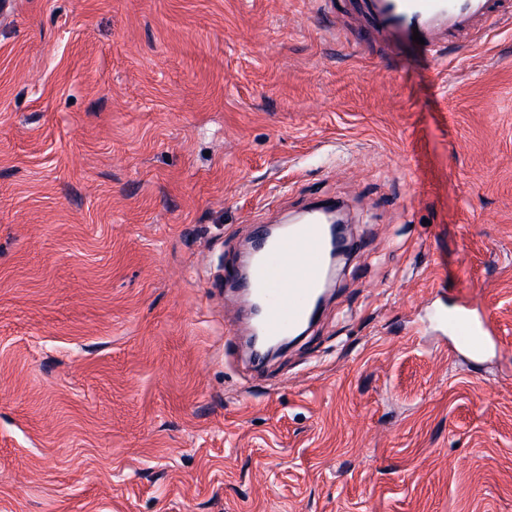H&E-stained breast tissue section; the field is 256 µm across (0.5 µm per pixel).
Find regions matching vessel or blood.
<instances>
[{"mask_svg":"<svg viewBox=\"0 0 512 512\" xmlns=\"http://www.w3.org/2000/svg\"><path fill=\"white\" fill-rule=\"evenodd\" d=\"M325 17L352 12L360 23L363 45L385 47L397 37L420 34L433 59L443 57L449 37L483 36L490 24L512 20V0H348L338 8L336 0H315ZM329 246L324 225L309 220L288 236L267 243L246 281H239L236 267L224 270V286H243L263 308L259 331L271 339L302 329L315 315ZM458 339L481 350L493 336L491 324L478 316L471 301H459L443 317Z\"/></svg>","mask_w":512,"mask_h":512,"instance_id":"1","label":"vessel or blood"}]
</instances>
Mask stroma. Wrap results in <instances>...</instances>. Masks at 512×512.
Instances as JSON below:
<instances>
[{
    "instance_id": "1",
    "label": "stroma",
    "mask_w": 512,
    "mask_h": 512,
    "mask_svg": "<svg viewBox=\"0 0 512 512\" xmlns=\"http://www.w3.org/2000/svg\"><path fill=\"white\" fill-rule=\"evenodd\" d=\"M311 0L0 10V512H512V27L364 56ZM364 243L257 370L212 282ZM470 299L483 354L436 318Z\"/></svg>"
}]
</instances>
